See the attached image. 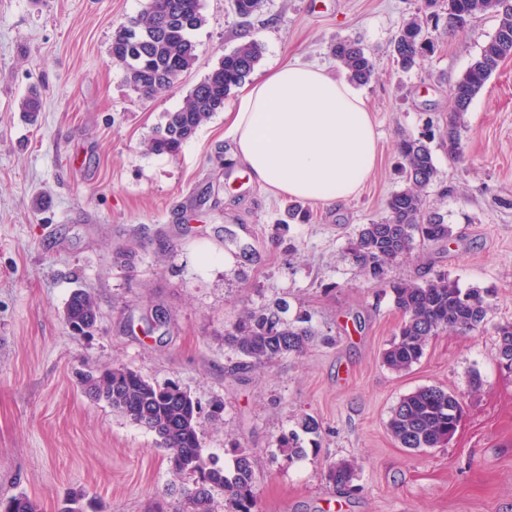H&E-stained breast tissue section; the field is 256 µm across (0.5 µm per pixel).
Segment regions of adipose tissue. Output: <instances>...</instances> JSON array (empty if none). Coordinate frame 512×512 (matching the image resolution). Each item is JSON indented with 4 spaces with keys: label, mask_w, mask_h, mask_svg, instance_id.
<instances>
[{
    "label": "adipose tissue",
    "mask_w": 512,
    "mask_h": 512,
    "mask_svg": "<svg viewBox=\"0 0 512 512\" xmlns=\"http://www.w3.org/2000/svg\"><path fill=\"white\" fill-rule=\"evenodd\" d=\"M224 135L252 182L325 205L370 179L377 143L370 106L344 73L288 61L247 83L224 115Z\"/></svg>",
    "instance_id": "1"
}]
</instances>
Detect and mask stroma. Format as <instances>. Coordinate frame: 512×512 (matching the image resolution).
<instances>
[{"label":"stroma","mask_w":512,"mask_h":512,"mask_svg":"<svg viewBox=\"0 0 512 512\" xmlns=\"http://www.w3.org/2000/svg\"><path fill=\"white\" fill-rule=\"evenodd\" d=\"M144 0H0V497L25 494L42 512L84 494L99 512H153L183 503L156 437L90 396L85 373L122 364L172 381L203 407V452L231 466L232 445L256 460L261 512H512V372L500 368L492 326L512 321V57L473 99L461 129L464 159L431 144L437 178L426 205L455 235L415 247L370 280L349 259L360 225L382 220L402 181L398 139L442 129L451 91L494 35L474 19L408 72L391 42L422 0H264L248 19L228 0H201L198 58L178 83L139 96L109 49ZM359 41L377 75L362 90L378 133L374 172L349 202L288 201L250 183L224 136V114L199 127L177 156L147 148L166 115L244 41L261 43L256 73L289 60L336 69V41ZM38 88L29 122L19 104ZM448 273L487 291L490 325L430 339L395 373L382 362L402 314L392 283ZM94 296L98 327L73 335L71 293ZM285 306L314 335L302 354L239 369L224 332L249 311ZM480 374V390L471 377ZM436 385L463 413L441 448L413 453L387 422L399 399ZM313 417L316 431L303 427ZM306 455L289 461L281 436ZM360 465L346 493L327 478L342 459Z\"/></svg>","instance_id":"1"}]
</instances>
